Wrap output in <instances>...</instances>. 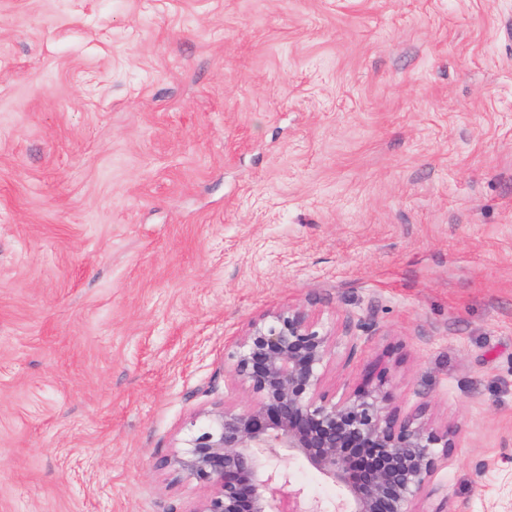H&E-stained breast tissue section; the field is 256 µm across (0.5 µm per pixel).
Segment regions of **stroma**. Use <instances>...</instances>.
Here are the masks:
<instances>
[{
    "instance_id": "stroma-1",
    "label": "stroma",
    "mask_w": 512,
    "mask_h": 512,
    "mask_svg": "<svg viewBox=\"0 0 512 512\" xmlns=\"http://www.w3.org/2000/svg\"><path fill=\"white\" fill-rule=\"evenodd\" d=\"M290 306L512 512V0H0V512H193Z\"/></svg>"
}]
</instances>
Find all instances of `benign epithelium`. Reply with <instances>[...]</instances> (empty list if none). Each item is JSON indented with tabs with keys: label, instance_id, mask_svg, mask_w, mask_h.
Masks as SVG:
<instances>
[{
	"label": "benign epithelium",
	"instance_id": "7a95c632",
	"mask_svg": "<svg viewBox=\"0 0 512 512\" xmlns=\"http://www.w3.org/2000/svg\"><path fill=\"white\" fill-rule=\"evenodd\" d=\"M303 307L271 312L235 342L232 372L253 400L226 405L192 424L166 465L209 487L192 512H327L277 466L282 452L332 483L334 512H454L448 490L434 483L459 447L460 423H437L424 410L403 415L390 406L383 375L339 398L324 381L333 339Z\"/></svg>",
	"mask_w": 512,
	"mask_h": 512
}]
</instances>
